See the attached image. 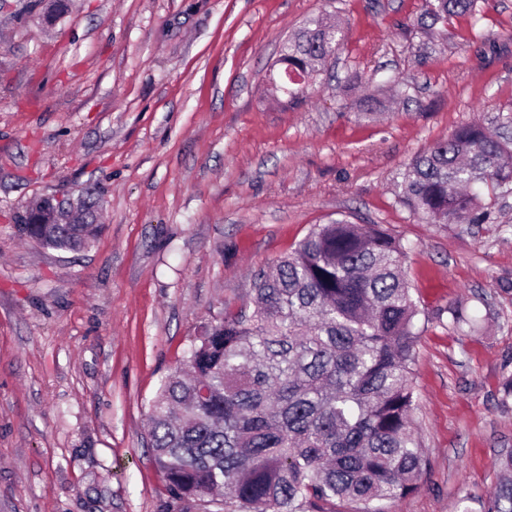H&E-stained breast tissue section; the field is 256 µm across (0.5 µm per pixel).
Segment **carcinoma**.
Wrapping results in <instances>:
<instances>
[{"label": "carcinoma", "instance_id": "carcinoma-1", "mask_svg": "<svg viewBox=\"0 0 512 512\" xmlns=\"http://www.w3.org/2000/svg\"><path fill=\"white\" fill-rule=\"evenodd\" d=\"M477 0H425L427 32L448 15H476ZM317 19L282 43L277 89L296 100L339 45ZM512 112L497 130L458 127L407 165L397 199L429 224H488L481 186L512 190ZM94 208L82 224H29L17 232L59 251L91 247ZM405 247L379 224H316L258 272L246 309L207 327L186 369L163 380L149 405L150 447L176 503L224 512H390L428 470L413 412L417 302ZM482 512H512V450L497 456Z\"/></svg>", "mask_w": 512, "mask_h": 512}]
</instances>
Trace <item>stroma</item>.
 Listing matches in <instances>:
<instances>
[{"label": "stroma", "instance_id": "35a3bbf8", "mask_svg": "<svg viewBox=\"0 0 512 512\" xmlns=\"http://www.w3.org/2000/svg\"><path fill=\"white\" fill-rule=\"evenodd\" d=\"M423 0H40L0 11V512H179L148 403L202 330L313 225L380 224L420 314L414 419L429 462L392 512H458L512 450V194L493 223L427 224L396 197L412 157L512 110V0L432 33ZM340 20L298 100L284 39ZM371 99L376 120L361 103ZM102 198L85 251L22 239L47 195ZM478 316L458 328L452 310Z\"/></svg>", "mask_w": 512, "mask_h": 512}]
</instances>
